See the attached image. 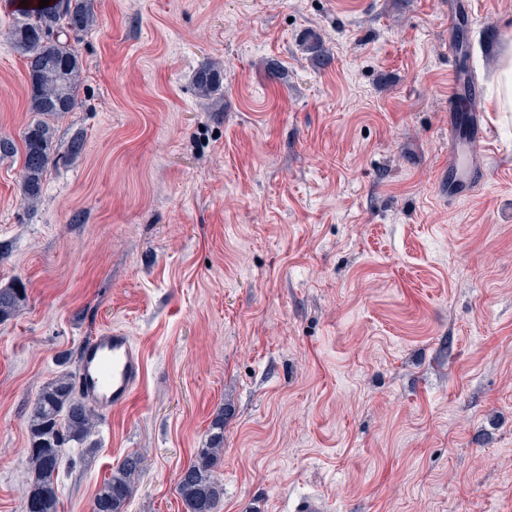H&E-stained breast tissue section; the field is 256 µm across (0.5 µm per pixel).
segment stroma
<instances>
[{
  "instance_id": "stroma-1",
  "label": "stroma",
  "mask_w": 512,
  "mask_h": 512,
  "mask_svg": "<svg viewBox=\"0 0 512 512\" xmlns=\"http://www.w3.org/2000/svg\"><path fill=\"white\" fill-rule=\"evenodd\" d=\"M468 32L494 131L449 203L448 0H97L41 199L0 160V512H25L26 415L68 353L126 330L141 387L68 448L61 512L143 459L127 512H184L224 415L219 512H512V121L494 109L512 0ZM0 0V136L31 118ZM318 35L328 65L305 44ZM224 68L199 98L193 76ZM276 65L270 74L268 65ZM223 82L224 70L212 63L203 64L193 77V84L200 98H210L219 93ZM25 288L19 285L0 288V320L12 316L24 302Z\"/></svg>"
}]
</instances>
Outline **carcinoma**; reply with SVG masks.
<instances>
[{
  "instance_id": "carcinoma-1",
  "label": "carcinoma",
  "mask_w": 512,
  "mask_h": 512,
  "mask_svg": "<svg viewBox=\"0 0 512 512\" xmlns=\"http://www.w3.org/2000/svg\"><path fill=\"white\" fill-rule=\"evenodd\" d=\"M18 22L11 31L14 48L25 60L28 75L27 111L34 119L24 128L21 143L0 136V159L22 157L21 191L34 206L41 199L48 170L60 162L55 153L54 120L73 111L82 72V59L70 34L84 32L95 22L97 0H15ZM224 70L206 63L195 72L193 84L199 97L221 90ZM19 285L0 288V319L12 316L24 302ZM99 420L95 408L79 394L76 373L61 371L35 396L26 419L28 483L26 512H58L57 479L64 449L84 444ZM224 449V411L211 422L207 446L183 468L177 492L186 512H217L224 487L216 475ZM142 470V459L126 456L112 469L93 497L91 512H125Z\"/></svg>"
}]
</instances>
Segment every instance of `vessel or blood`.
I'll return each mask as SVG.
<instances>
[{
    "label": "vessel or blood",
    "mask_w": 512,
    "mask_h": 512,
    "mask_svg": "<svg viewBox=\"0 0 512 512\" xmlns=\"http://www.w3.org/2000/svg\"><path fill=\"white\" fill-rule=\"evenodd\" d=\"M466 23L468 28L496 30L498 20L474 13L470 0H448V24ZM451 84L448 90V149L453 162L448 167V199L455 202L469 195L485 171L484 146L490 135L482 110L462 113L457 103L462 89L479 98L480 85L472 75L462 73L459 51L449 46ZM144 377V358L132 336L125 330L108 328L82 348L79 361L80 395L101 411L109 412L125 404Z\"/></svg>",
    "instance_id": "vessel-or-blood-1"
}]
</instances>
